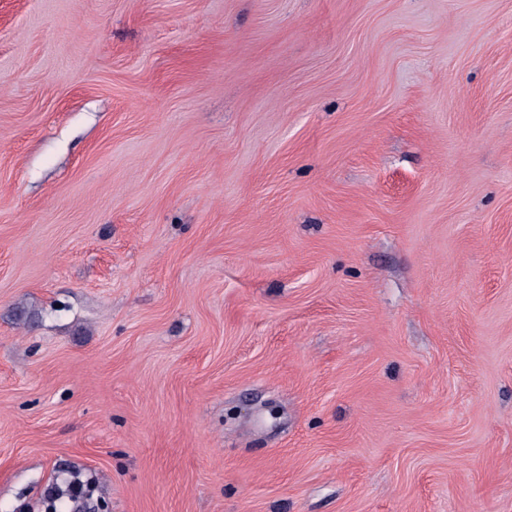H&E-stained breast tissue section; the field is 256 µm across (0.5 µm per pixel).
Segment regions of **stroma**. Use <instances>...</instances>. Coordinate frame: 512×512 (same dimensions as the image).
Segmentation results:
<instances>
[{"label":"stroma","mask_w":512,"mask_h":512,"mask_svg":"<svg viewBox=\"0 0 512 512\" xmlns=\"http://www.w3.org/2000/svg\"><path fill=\"white\" fill-rule=\"evenodd\" d=\"M512 512V0H0V512Z\"/></svg>","instance_id":"stroma-1"}]
</instances>
